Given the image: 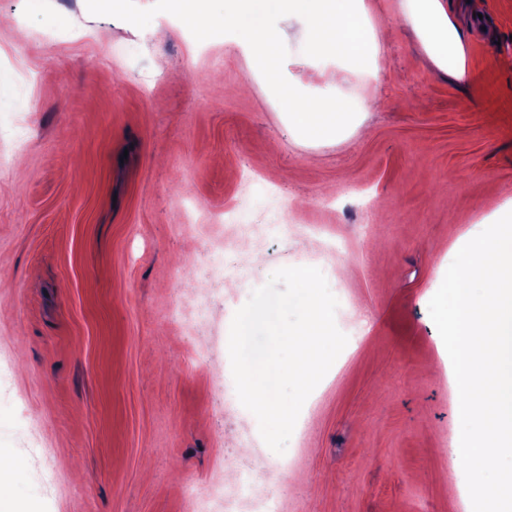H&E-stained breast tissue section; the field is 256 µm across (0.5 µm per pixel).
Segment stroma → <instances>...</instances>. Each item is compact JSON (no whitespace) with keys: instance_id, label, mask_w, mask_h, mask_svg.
<instances>
[{"instance_id":"1","label":"stroma","mask_w":512,"mask_h":512,"mask_svg":"<svg viewBox=\"0 0 512 512\" xmlns=\"http://www.w3.org/2000/svg\"><path fill=\"white\" fill-rule=\"evenodd\" d=\"M383 98L349 139L296 140L270 88L224 27L202 39L171 0H0V121L26 139L0 149V364L19 405L0 406V512H188L185 491L258 461L246 408L215 409L230 373L235 304L197 332L172 299L204 241L287 210L251 288L310 261L311 224L340 246L330 280L375 323L305 402L274 486L281 512H472L446 449L455 403L428 311L468 233L512 200V0H448L470 42L467 83L436 71L380 0ZM481 19H473V10ZM50 451L58 483L33 495L24 451Z\"/></svg>"}]
</instances>
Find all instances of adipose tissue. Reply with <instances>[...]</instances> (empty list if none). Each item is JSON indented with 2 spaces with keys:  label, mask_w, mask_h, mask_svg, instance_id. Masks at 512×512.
I'll list each match as a JSON object with an SVG mask.
<instances>
[{
  "label": "adipose tissue",
  "mask_w": 512,
  "mask_h": 512,
  "mask_svg": "<svg viewBox=\"0 0 512 512\" xmlns=\"http://www.w3.org/2000/svg\"><path fill=\"white\" fill-rule=\"evenodd\" d=\"M374 0H224V45L242 52L250 73L276 92V105L292 135L308 143L347 138L364 112L375 108L388 80L381 39L374 26ZM398 23L415 35L439 72L456 80L469 75V42L448 16L447 0H396ZM292 29L299 61L324 60L320 93L303 94L284 79V31ZM361 76L367 92L357 99L335 96L347 73Z\"/></svg>",
  "instance_id": "obj_1"
}]
</instances>
